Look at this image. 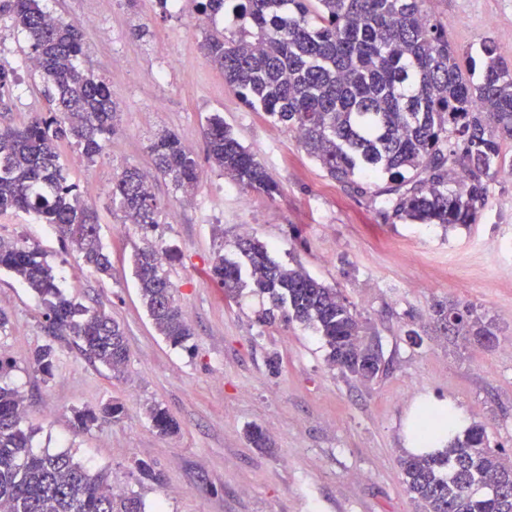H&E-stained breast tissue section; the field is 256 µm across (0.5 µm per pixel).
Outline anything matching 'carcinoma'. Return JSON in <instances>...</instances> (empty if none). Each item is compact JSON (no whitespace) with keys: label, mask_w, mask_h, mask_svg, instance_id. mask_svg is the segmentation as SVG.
Listing matches in <instances>:
<instances>
[{"label":"carcinoma","mask_w":512,"mask_h":512,"mask_svg":"<svg viewBox=\"0 0 512 512\" xmlns=\"http://www.w3.org/2000/svg\"><path fill=\"white\" fill-rule=\"evenodd\" d=\"M210 21L224 13L234 26L206 38L211 61L224 71L246 105L273 123L300 132L308 156L336 181L385 178L377 190L381 214L445 229L475 223L484 203L480 183L450 187L488 174L500 157V141L512 139V70L495 45L481 46L479 81L472 66L448 42V33L423 9L425 0H196ZM0 15L27 38L36 70L47 84L49 112L22 128L0 129V213L32 212L51 225L83 267L112 274L95 211L68 182L58 142L69 141L92 161L118 126L108 85L77 59L84 54L80 28L45 11L41 0H0ZM207 159L246 190L272 195L278 186L218 115L205 130ZM155 172L187 191L199 178L193 152L172 132L152 141ZM112 204L122 223L143 232L133 254L145 310L159 335L185 346L194 336L148 239L160 223V206L144 172L127 167L112 180ZM242 261L217 255L212 283L233 300L247 283L287 320L313 326L328 349L327 361L343 374L369 383L388 369L366 322L342 293L311 277L300 264L272 260L262 242L243 237ZM0 269L11 272L44 306L51 335L74 337L91 362L121 372L128 349L124 330L103 309L67 298L54 268L34 246H0ZM433 315L445 333L464 344L496 338L471 305L438 301ZM33 364L52 373L56 355L38 347ZM12 364L0 357V512H143L139 495L117 491L107 474L93 473L66 452L36 454L23 426L24 395L3 381ZM112 401L76 412L88 430L117 422ZM161 434L179 425L157 405L146 409ZM406 490L420 512H512V455L488 442L473 424L448 429L445 449L401 459Z\"/></svg>","instance_id":"carcinoma-1"}]
</instances>
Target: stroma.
Masks as SVG:
<instances>
[{"label":"stroma","instance_id":"obj_1","mask_svg":"<svg viewBox=\"0 0 512 512\" xmlns=\"http://www.w3.org/2000/svg\"><path fill=\"white\" fill-rule=\"evenodd\" d=\"M53 15L81 27L83 65L103 79L120 112L119 127L94 160L73 164L59 141L69 182L98 217L112 253V276L99 278L63 249L54 231L22 211L0 214V239L38 245L62 292L105 308L126 331L125 372L89 362L70 337L51 336L36 295L0 271V310L9 316L0 352L13 367L6 380L26 397L25 425L34 452H70L113 486L141 495L145 512H417L403 481L405 428L422 398H447L467 423L482 425L492 446L512 453V140L501 143V168L480 182L485 202L470 227L384 219L376 184L340 183L313 161L292 130L250 110L206 57L194 0L180 15L156 0H43ZM427 13L459 53L493 41L512 68V0H426ZM99 23L88 26V16ZM149 33L137 34L139 25ZM27 38L0 16V72L16 77L0 102V127H21L48 102L44 82L27 68ZM223 117L278 185L274 195L243 190L206 159L204 129ZM164 130L195 155L206 182L193 195L156 177L163 209L154 234L168 248L164 264L189 318L191 349L158 335L141 303L130 255L142 245L134 225L112 207V179L124 167L150 169L149 145ZM249 236L277 261L300 263L337 288L378 338L386 375L362 384L332 367L316 330L296 321L266 324L269 303L243 288L237 300L207 279L217 253L237 259ZM474 305L491 320L495 345L461 346L430 315L434 302ZM418 342H411L409 332ZM56 350L52 377L32 363L39 346ZM116 400V423L81 431L74 412ZM164 408L179 424L157 432L145 406ZM270 438L252 447L251 427ZM165 481L140 480L135 461Z\"/></svg>","mask_w":512,"mask_h":512}]
</instances>
